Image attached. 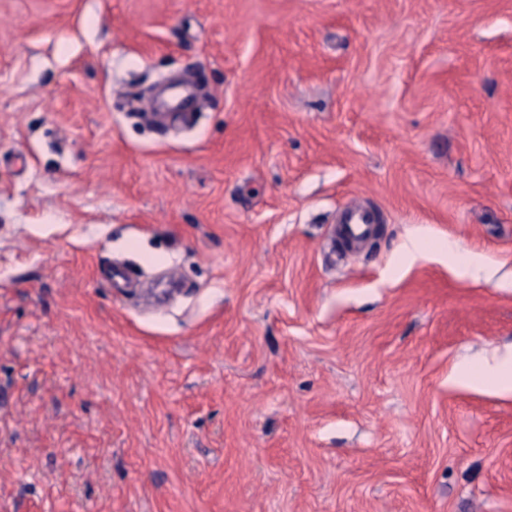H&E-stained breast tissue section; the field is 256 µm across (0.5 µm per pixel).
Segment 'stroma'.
I'll list each match as a JSON object with an SVG mask.
<instances>
[{
	"label": "stroma",
	"mask_w": 512,
	"mask_h": 512,
	"mask_svg": "<svg viewBox=\"0 0 512 512\" xmlns=\"http://www.w3.org/2000/svg\"><path fill=\"white\" fill-rule=\"evenodd\" d=\"M509 352L512 0H0V512H512ZM375 224H378V218L374 211L359 204H348L344 219L338 226V234L348 248H356L371 236ZM487 369L495 377L493 384L497 390L512 392V355L488 364Z\"/></svg>",
	"instance_id": "1"
}]
</instances>
